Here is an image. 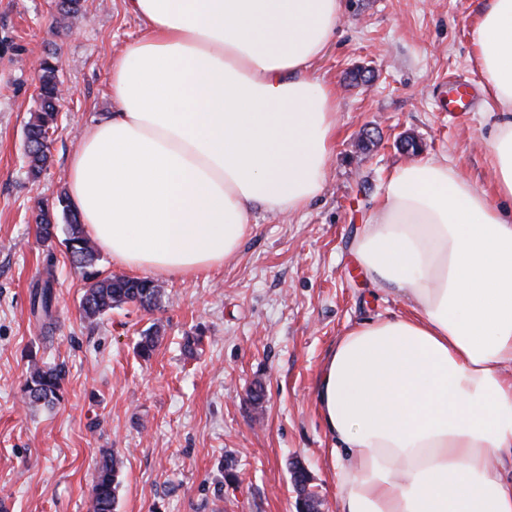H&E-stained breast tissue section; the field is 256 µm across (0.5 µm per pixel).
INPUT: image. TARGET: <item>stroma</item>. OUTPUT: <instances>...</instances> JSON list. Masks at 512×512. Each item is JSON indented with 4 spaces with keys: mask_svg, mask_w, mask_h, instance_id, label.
Segmentation results:
<instances>
[{
    "mask_svg": "<svg viewBox=\"0 0 512 512\" xmlns=\"http://www.w3.org/2000/svg\"><path fill=\"white\" fill-rule=\"evenodd\" d=\"M343 4L312 66L339 102L321 196L290 216L253 210L250 234L221 267L197 278L155 275L165 290L156 307L127 304L92 324L80 306L81 273L61 238H39L33 212L37 201L66 195L80 137L116 112L112 63L145 25L126 0H81L64 26L53 0H0V512H89L106 450L124 462L116 512H297L296 466L322 512H339L318 382L347 328L406 306L370 283L355 238L387 177L419 158L447 159L499 202L486 162L498 114L472 46L490 0ZM49 53L67 93L49 165L34 178L24 132L39 108L35 61ZM452 83L468 89L469 111L448 112ZM404 139L418 152L402 148ZM50 274L46 330L30 295ZM155 323L164 331L146 360L136 344ZM31 350L64 368L54 406L24 401Z\"/></svg>",
    "mask_w": 512,
    "mask_h": 512,
    "instance_id": "obj_1",
    "label": "stroma"
}]
</instances>
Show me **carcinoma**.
<instances>
[{"instance_id": "1", "label": "carcinoma", "mask_w": 512, "mask_h": 512, "mask_svg": "<svg viewBox=\"0 0 512 512\" xmlns=\"http://www.w3.org/2000/svg\"><path fill=\"white\" fill-rule=\"evenodd\" d=\"M60 76L56 58L49 56L39 64V112L35 113L25 129V156L29 170L39 176L49 161V132L54 129L58 118ZM58 206L67 223V236L63 240L70 263L82 273L86 289L81 299L84 317L95 320L114 308L124 304L150 309L161 300L162 288L150 279L126 276H104L95 268L96 249L85 234L77 212L68 199L58 198ZM54 213L49 206L41 203L35 216L42 240L55 237L50 230ZM53 280L48 278L36 289L31 299V313L42 320L52 317L54 301ZM159 339V328L150 327L138 343L139 355L146 359L153 353ZM62 369L39 364L31 360L25 385L27 401L32 406H52L62 399ZM120 460L112 453H105L97 469L91 509L92 512H115L117 493L120 486Z\"/></svg>"}]
</instances>
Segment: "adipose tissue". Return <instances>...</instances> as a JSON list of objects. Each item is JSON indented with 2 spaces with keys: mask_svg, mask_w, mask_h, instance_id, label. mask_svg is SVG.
I'll list each match as a JSON object with an SVG mask.
<instances>
[{
  "mask_svg": "<svg viewBox=\"0 0 512 512\" xmlns=\"http://www.w3.org/2000/svg\"><path fill=\"white\" fill-rule=\"evenodd\" d=\"M148 28L112 66L111 117L68 163L89 237L133 271L205 275L262 208L324 187L339 103L312 72L341 0H130ZM473 54L501 114L487 144L512 201V0L475 21ZM405 313L348 329L317 391L341 512H512V211L448 162L388 178L354 243Z\"/></svg>",
  "mask_w": 512,
  "mask_h": 512,
  "instance_id": "1",
  "label": "adipose tissue"
}]
</instances>
